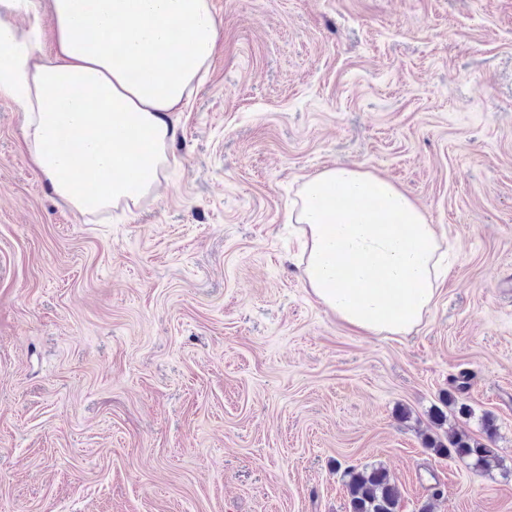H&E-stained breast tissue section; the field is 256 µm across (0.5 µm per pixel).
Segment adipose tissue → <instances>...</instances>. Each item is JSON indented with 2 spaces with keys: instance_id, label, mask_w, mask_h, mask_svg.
<instances>
[{
  "instance_id": "1",
  "label": "adipose tissue",
  "mask_w": 512,
  "mask_h": 512,
  "mask_svg": "<svg viewBox=\"0 0 512 512\" xmlns=\"http://www.w3.org/2000/svg\"><path fill=\"white\" fill-rule=\"evenodd\" d=\"M20 15L31 29L15 25ZM220 33L211 0H0V94L20 107L25 148L50 191L88 218L152 194L170 166L172 116L208 72ZM288 219L302 227L307 288L345 325L404 335L421 323L441 238L403 189L328 167L304 180Z\"/></svg>"
}]
</instances>
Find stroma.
<instances>
[{"instance_id": "35a3bbf8", "label": "stroma", "mask_w": 512, "mask_h": 512, "mask_svg": "<svg viewBox=\"0 0 512 512\" xmlns=\"http://www.w3.org/2000/svg\"><path fill=\"white\" fill-rule=\"evenodd\" d=\"M222 37L168 177L86 223L0 96V512H512V480L425 448L454 378L512 466V0H212ZM355 165L437 224L449 274L404 336L305 288L288 212ZM443 494L432 498L433 486ZM342 482L349 498L350 512L401 511V493L382 465L346 469Z\"/></svg>"}]
</instances>
